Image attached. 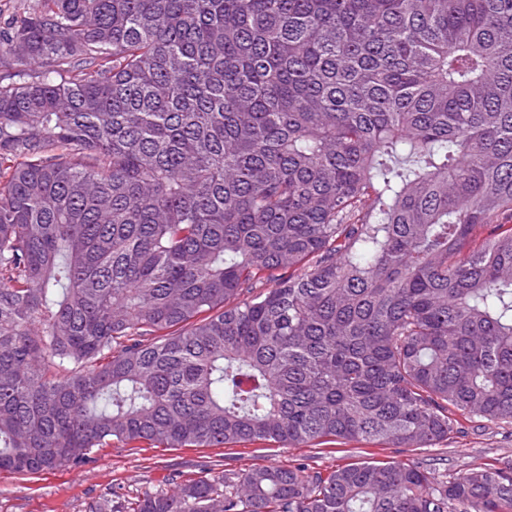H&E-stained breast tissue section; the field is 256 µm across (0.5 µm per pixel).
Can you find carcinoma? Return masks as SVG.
Instances as JSON below:
<instances>
[{
	"label": "carcinoma",
	"instance_id": "cac0c4a2",
	"mask_svg": "<svg viewBox=\"0 0 512 512\" xmlns=\"http://www.w3.org/2000/svg\"><path fill=\"white\" fill-rule=\"evenodd\" d=\"M5 58L0 472L512 423V0H26ZM130 512H512V465Z\"/></svg>",
	"mask_w": 512,
	"mask_h": 512
}]
</instances>
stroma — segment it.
<instances>
[{
    "mask_svg": "<svg viewBox=\"0 0 512 512\" xmlns=\"http://www.w3.org/2000/svg\"><path fill=\"white\" fill-rule=\"evenodd\" d=\"M357 461L418 463L456 477L474 467L512 462V425L460 418L447 440L421 451L334 442L301 448L247 444L224 448H154L113 443L85 465L40 475L0 473V512H94L105 494L130 504L144 493L256 464L332 470Z\"/></svg>",
    "mask_w": 512,
    "mask_h": 512,
    "instance_id": "35a3bbf8",
    "label": "stroma"
}]
</instances>
